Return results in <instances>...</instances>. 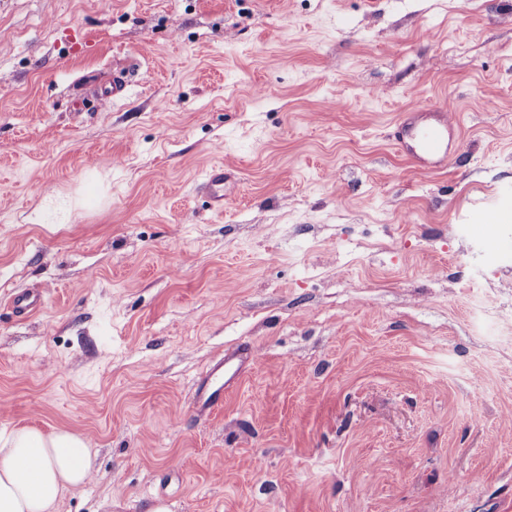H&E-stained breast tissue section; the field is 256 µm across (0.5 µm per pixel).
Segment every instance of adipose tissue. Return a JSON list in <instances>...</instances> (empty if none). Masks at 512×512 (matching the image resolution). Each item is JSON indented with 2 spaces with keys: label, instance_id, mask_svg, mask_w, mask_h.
I'll return each instance as SVG.
<instances>
[{
  "label": "adipose tissue",
  "instance_id": "1",
  "mask_svg": "<svg viewBox=\"0 0 512 512\" xmlns=\"http://www.w3.org/2000/svg\"><path fill=\"white\" fill-rule=\"evenodd\" d=\"M96 456L82 435L21 427L0 430V512H55L87 482Z\"/></svg>",
  "mask_w": 512,
  "mask_h": 512
}]
</instances>
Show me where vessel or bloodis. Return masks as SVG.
I'll return each instance as SVG.
<instances>
[{"label":"vessel or blood","instance_id":"b4317fda","mask_svg":"<svg viewBox=\"0 0 512 512\" xmlns=\"http://www.w3.org/2000/svg\"><path fill=\"white\" fill-rule=\"evenodd\" d=\"M461 135V128L449 113L443 109L424 111L414 106L412 114L401 116L395 123L394 143L400 154L410 162L438 169L446 165L454 141ZM209 206L213 212L224 211V169L220 166L208 168L203 176ZM43 297L33 290L17 295L12 300L15 314L28 316L41 309ZM239 370L235 360L225 358L210 370L211 382L198 392L194 407L204 412L221 405L224 390Z\"/></svg>","mask_w":512,"mask_h":512}]
</instances>
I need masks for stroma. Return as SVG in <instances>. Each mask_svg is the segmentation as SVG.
Segmentation results:
<instances>
[{
	"label": "stroma",
	"mask_w": 512,
	"mask_h": 512,
	"mask_svg": "<svg viewBox=\"0 0 512 512\" xmlns=\"http://www.w3.org/2000/svg\"><path fill=\"white\" fill-rule=\"evenodd\" d=\"M509 204L512 0H0V429L94 448L58 512H512ZM428 104L415 105L395 123L394 143L400 154L422 168L438 169L446 165L454 141L461 128L449 113L441 108L432 112ZM202 187L206 191L209 206L215 213L224 212V167L212 166L203 176ZM43 297L37 290L17 295L12 300V310L16 315H31L43 306ZM240 364L235 359L225 358L220 360L210 369L212 381L208 386L198 392L194 408L200 412L211 410L221 405L224 399V388L238 373Z\"/></svg>",
	"instance_id": "1"
}]
</instances>
